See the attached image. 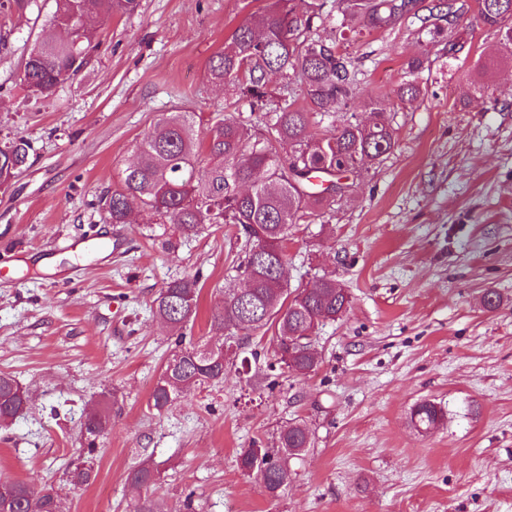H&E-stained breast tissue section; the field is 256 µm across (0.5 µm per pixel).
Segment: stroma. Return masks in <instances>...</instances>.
I'll use <instances>...</instances> for the list:
<instances>
[{
	"label": "stroma",
	"instance_id": "35a3bbf8",
	"mask_svg": "<svg viewBox=\"0 0 512 512\" xmlns=\"http://www.w3.org/2000/svg\"><path fill=\"white\" fill-rule=\"evenodd\" d=\"M268 2L140 0L100 26L79 73L39 97L21 76L54 31V0L0 9V146L30 144L0 189V258L15 261L0 280V372L31 395L0 427V478L57 491L66 512H133L141 494L126 477L150 457L164 472L153 496L171 507L193 496L197 512H512V62L475 88L473 65L500 45L472 10L454 58L444 37L423 49L412 19L347 47L361 79L349 113L367 119L379 102L397 145L288 243L290 286L326 274L352 298L314 340L318 369L268 371L271 336H243L222 383L150 406L179 334L153 316V299L197 279L198 314L182 334L218 339L212 311L238 282L242 240L230 224L151 236L145 213L111 223L101 197L161 114L204 124L238 108L235 85L214 83L208 63ZM422 54L423 94L399 103ZM100 237L108 251L95 249ZM105 398L112 425L91 452L81 423ZM424 400L446 413L427 433L410 420ZM293 420L312 445L271 498L237 457L274 447ZM86 455L96 476L73 484L68 469Z\"/></svg>",
	"mask_w": 512,
	"mask_h": 512
}]
</instances>
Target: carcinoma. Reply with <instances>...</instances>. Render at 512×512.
Returning <instances> with one entry per match:
<instances>
[{"mask_svg": "<svg viewBox=\"0 0 512 512\" xmlns=\"http://www.w3.org/2000/svg\"><path fill=\"white\" fill-rule=\"evenodd\" d=\"M477 18L499 37L501 53L512 57V0H474ZM52 23L57 35L37 42L23 69L22 81L32 94L49 95L86 64L97 27L116 12L132 13L139 0H55ZM335 8L355 26L340 23L328 35L316 29L332 23ZM468 11L457 0H272L253 22L239 25L224 50L209 60L213 80L232 82L250 116L218 113L206 131L196 113L162 115L137 148L136 161L122 170L120 188L106 196L112 223L127 224L137 201L157 228L169 224L182 235L198 234L208 224H234L244 237L238 266L244 286L229 288L216 303L212 319L230 337L242 332L272 334L276 363L305 377L320 361L309 337L319 326L345 315L351 297L336 279L322 276L311 286L290 288L282 277L285 252L296 224L313 209L332 213L343 200L347 172L375 164L396 146L395 132L384 109L373 102L368 122L346 119L320 134L311 132L316 114L341 112L360 91L359 72L341 44L373 33L394 30L406 17L432 36L453 31ZM285 80L282 91L269 90L271 76ZM297 84L307 103L298 107L285 92ZM422 94L414 80L401 83L400 102ZM28 143L19 138L0 147V187H6L28 160ZM198 308L197 281L175 279L153 300V311L166 325L181 331ZM178 341L151 394L157 412L169 408L192 387L224 381V344ZM29 395L11 375L0 373V425L15 421L28 407ZM444 417L436 403L424 401L412 410V421L429 430ZM111 408L103 401L85 416L88 450L111 426ZM311 445L308 428L292 421L278 430L276 447L244 448L239 468L257 476L263 493L279 495ZM95 478L84 461L71 471V482L86 485ZM160 465L145 458L129 473L132 484L151 489L160 484ZM0 512H62L51 489L25 480L0 479Z\"/></svg>", "mask_w": 512, "mask_h": 512, "instance_id": "obj_1", "label": "carcinoma"}]
</instances>
